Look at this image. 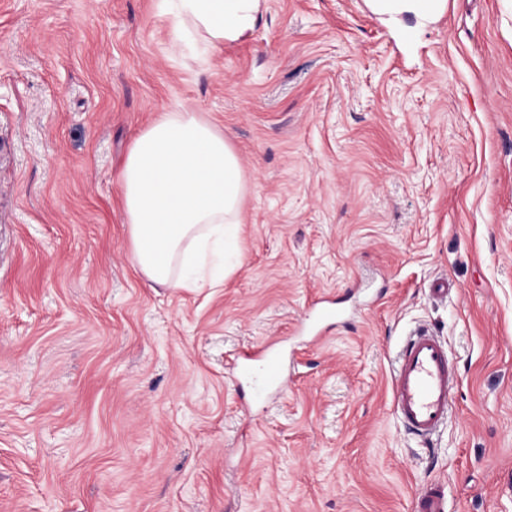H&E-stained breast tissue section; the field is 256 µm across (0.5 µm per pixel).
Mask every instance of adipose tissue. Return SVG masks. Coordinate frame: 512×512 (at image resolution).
Masks as SVG:
<instances>
[{
	"instance_id": "obj_1",
	"label": "adipose tissue",
	"mask_w": 512,
	"mask_h": 512,
	"mask_svg": "<svg viewBox=\"0 0 512 512\" xmlns=\"http://www.w3.org/2000/svg\"><path fill=\"white\" fill-rule=\"evenodd\" d=\"M263 0H161L163 12L214 46L253 30ZM387 22L411 14L429 21L446 0H367ZM132 254L148 281L197 288L224 281L237 255L245 184L222 130L188 109L162 112L133 142L122 172Z\"/></svg>"
}]
</instances>
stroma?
<instances>
[{
  "label": "stroma",
  "instance_id": "stroma-1",
  "mask_svg": "<svg viewBox=\"0 0 512 512\" xmlns=\"http://www.w3.org/2000/svg\"><path fill=\"white\" fill-rule=\"evenodd\" d=\"M174 36L158 0H0V512H412L427 480L512 512V13L265 0L237 42ZM183 106L247 186L215 288L150 284L123 213ZM421 324L460 375L428 443L390 390ZM269 343L293 369L258 399L226 365ZM446 0H367V6L376 15L386 17V22H397L398 17L412 14L423 21H430L446 6Z\"/></svg>",
  "mask_w": 512,
  "mask_h": 512
}]
</instances>
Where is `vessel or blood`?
<instances>
[{"label": "vessel or blood", "instance_id": "vessel-or-blood-1", "mask_svg": "<svg viewBox=\"0 0 512 512\" xmlns=\"http://www.w3.org/2000/svg\"><path fill=\"white\" fill-rule=\"evenodd\" d=\"M234 378H248L257 388L280 383L281 364L255 350L239 352L232 364ZM459 375L448 359V346L427 328L407 336L392 373L393 409L404 429L427 441L448 422ZM413 512H450L448 488L440 482L423 483L413 497Z\"/></svg>", "mask_w": 512, "mask_h": 512}]
</instances>
